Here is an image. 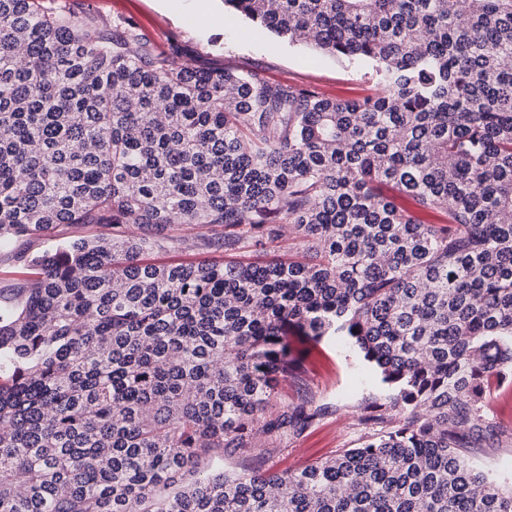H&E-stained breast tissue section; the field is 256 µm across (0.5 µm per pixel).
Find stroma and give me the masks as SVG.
<instances>
[{
  "label": "stroma",
  "mask_w": 512,
  "mask_h": 512,
  "mask_svg": "<svg viewBox=\"0 0 512 512\" xmlns=\"http://www.w3.org/2000/svg\"><path fill=\"white\" fill-rule=\"evenodd\" d=\"M104 20L123 18L135 24L143 40L156 49L179 50L201 68L255 70L269 79L311 88L328 98L357 99L376 93L371 65L314 52L308 45L277 37L244 19L226 22L223 0H67ZM312 390L330 411L280 450L260 457H239L227 465L238 472L297 469L355 448L369 433L360 421V404L383 397L373 371L354 349L336 336L325 338L310 367ZM485 413L502 427L499 444L475 448L476 464L502 477L512 476V384L492 381Z\"/></svg>",
  "instance_id": "stroma-1"
}]
</instances>
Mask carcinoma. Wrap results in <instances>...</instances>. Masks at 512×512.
Wrapping results in <instances>:
<instances>
[{
    "label": "carcinoma",
    "instance_id": "1",
    "mask_svg": "<svg viewBox=\"0 0 512 512\" xmlns=\"http://www.w3.org/2000/svg\"><path fill=\"white\" fill-rule=\"evenodd\" d=\"M239 17L372 63L378 93L0 0V251L43 244L0 279V512H512L467 454L512 379V0H224ZM286 234L305 260H240ZM163 244L224 259L144 262ZM327 336L386 390L376 430L224 469L327 413L302 377Z\"/></svg>",
    "mask_w": 512,
    "mask_h": 512
}]
</instances>
